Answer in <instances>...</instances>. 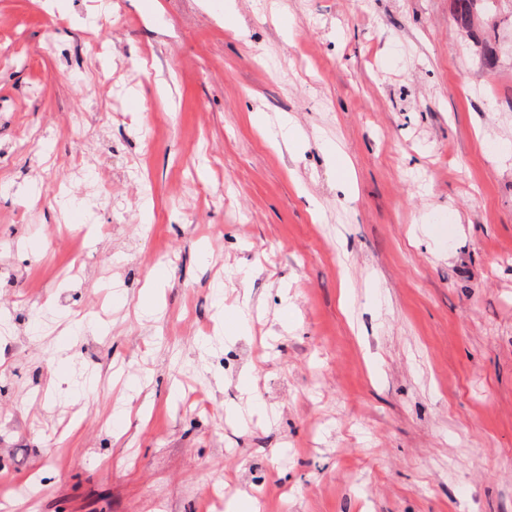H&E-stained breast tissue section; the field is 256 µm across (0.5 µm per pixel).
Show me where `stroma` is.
<instances>
[{"instance_id":"stroma-1","label":"stroma","mask_w":512,"mask_h":512,"mask_svg":"<svg viewBox=\"0 0 512 512\" xmlns=\"http://www.w3.org/2000/svg\"><path fill=\"white\" fill-rule=\"evenodd\" d=\"M41 2L0 0V512H512V0Z\"/></svg>"}]
</instances>
